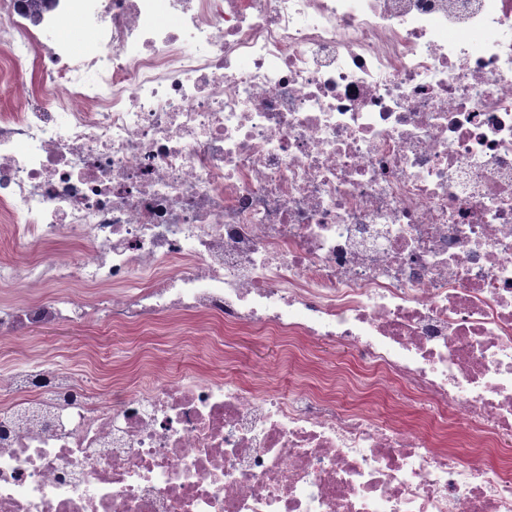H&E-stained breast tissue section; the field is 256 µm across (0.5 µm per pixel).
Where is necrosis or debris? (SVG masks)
Segmentation results:
<instances>
[{"label":"necrosis or debris","instance_id":"4bbe7bcc","mask_svg":"<svg viewBox=\"0 0 512 512\" xmlns=\"http://www.w3.org/2000/svg\"><path fill=\"white\" fill-rule=\"evenodd\" d=\"M82 20L96 51L46 33ZM0 512H512V0H0ZM75 282L88 295L43 298ZM356 351L350 402L89 388L34 328ZM398 385L439 420L368 412ZM478 443L462 455L461 444Z\"/></svg>","mask_w":512,"mask_h":512}]
</instances>
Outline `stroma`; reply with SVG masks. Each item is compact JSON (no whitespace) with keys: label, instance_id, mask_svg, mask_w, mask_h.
<instances>
[{"label":"stroma","instance_id":"35a3bbf8","mask_svg":"<svg viewBox=\"0 0 512 512\" xmlns=\"http://www.w3.org/2000/svg\"><path fill=\"white\" fill-rule=\"evenodd\" d=\"M28 343L53 353L54 367L71 372L78 380L92 381L100 390L123 374L163 369L166 352L174 344L180 346L187 370H216L225 359L233 376L243 383L260 379L276 388L288 378L297 392L320 387L341 390L346 384L343 365L357 362L339 347L301 351L286 338L250 332L233 336L225 348L216 344L210 325L198 319H167L144 333L118 324L45 326Z\"/></svg>","mask_w":512,"mask_h":512}]
</instances>
